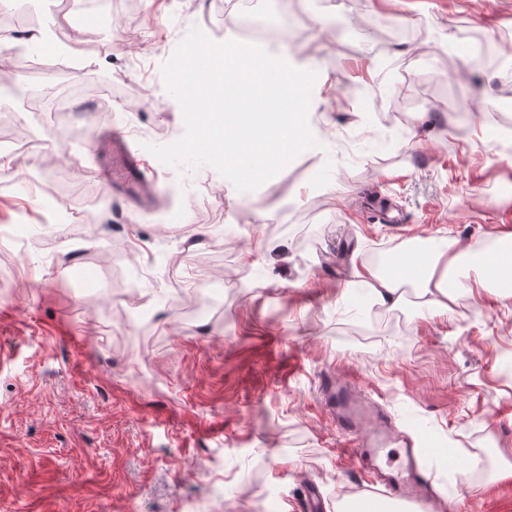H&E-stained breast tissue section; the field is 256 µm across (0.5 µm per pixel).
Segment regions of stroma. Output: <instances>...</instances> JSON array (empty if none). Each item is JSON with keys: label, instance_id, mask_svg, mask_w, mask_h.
I'll return each instance as SVG.
<instances>
[{"label": "stroma", "instance_id": "35a3bbf8", "mask_svg": "<svg viewBox=\"0 0 512 512\" xmlns=\"http://www.w3.org/2000/svg\"><path fill=\"white\" fill-rule=\"evenodd\" d=\"M316 72L302 152L254 191L216 169L159 162L143 143L184 132L161 66L193 28L238 36L230 0H112V18L73 20L56 4L67 61L0 47V115L26 143L0 170V227L25 219L37 242L0 236V512H302L317 487L326 512L364 495L354 448L336 430L322 379L357 377L366 403L411 435L452 448L432 491L408 512H512V297L461 268L448 313L407 297L362 317L342 297L351 257L440 237L470 250L512 233V154L495 150L512 121V0H268ZM503 66L449 73L480 44ZM74 89L67 111L33 100ZM475 114L457 119L462 106ZM157 176L150 209L98 205L89 148L126 128ZM399 210L379 224L371 205ZM182 278L222 270L221 312L183 322L168 306ZM147 300L141 324L111 297ZM141 336V343L128 339ZM490 464L474 475L479 453Z\"/></svg>", "mask_w": 512, "mask_h": 512}]
</instances>
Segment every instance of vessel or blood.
I'll use <instances>...</instances> for the list:
<instances>
[{
  "label": "vessel or blood",
  "instance_id": "obj_1",
  "mask_svg": "<svg viewBox=\"0 0 512 512\" xmlns=\"http://www.w3.org/2000/svg\"><path fill=\"white\" fill-rule=\"evenodd\" d=\"M91 148L106 150L112 155L111 167L98 174L105 187L111 188L132 206L148 200L152 179L122 135L115 133L92 140ZM323 385L336 405L338 430L357 448L359 462L370 485L376 489L375 496L368 499L371 512H386L394 500L413 499L419 484L432 472L434 462L447 458L448 450L432 445L425 451H418L413 440L402 434L384 414L376 412L372 417H364L358 381L337 382L327 377ZM392 444L398 446L403 465L397 472L387 473L379 467L377 460Z\"/></svg>",
  "mask_w": 512,
  "mask_h": 512
}]
</instances>
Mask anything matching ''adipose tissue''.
<instances>
[{
	"label": "adipose tissue",
	"instance_id": "obj_1",
	"mask_svg": "<svg viewBox=\"0 0 512 512\" xmlns=\"http://www.w3.org/2000/svg\"><path fill=\"white\" fill-rule=\"evenodd\" d=\"M471 254L458 251L455 240L445 241L440 247L424 253L419 272L387 273L366 262H353V278L346 290L362 289L379 304H398L404 299V286L414 283L421 307L433 313H443L455 294L449 286L448 266L471 263Z\"/></svg>",
	"mask_w": 512,
	"mask_h": 512
}]
</instances>
